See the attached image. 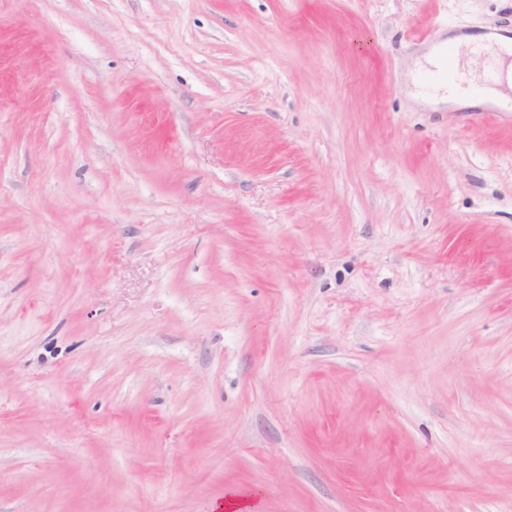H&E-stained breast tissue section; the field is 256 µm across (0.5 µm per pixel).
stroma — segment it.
<instances>
[{
    "mask_svg": "<svg viewBox=\"0 0 512 512\" xmlns=\"http://www.w3.org/2000/svg\"><path fill=\"white\" fill-rule=\"evenodd\" d=\"M512 0H0V512H512V112L417 103Z\"/></svg>",
    "mask_w": 512,
    "mask_h": 512,
    "instance_id": "obj_1",
    "label": "stroma"
}]
</instances>
